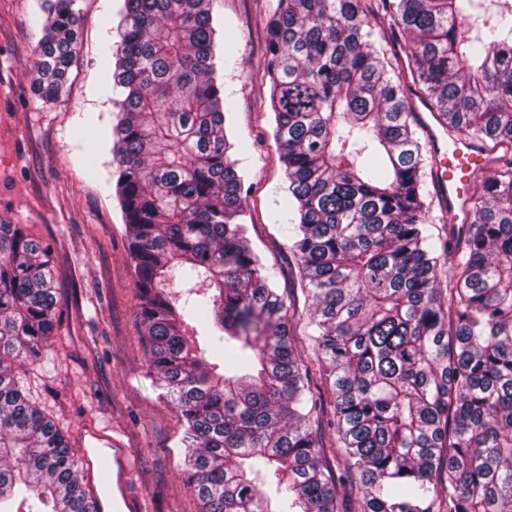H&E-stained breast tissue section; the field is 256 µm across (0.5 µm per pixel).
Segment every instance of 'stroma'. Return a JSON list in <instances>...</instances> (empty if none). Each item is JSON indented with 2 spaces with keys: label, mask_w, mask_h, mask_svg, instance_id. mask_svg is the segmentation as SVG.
I'll list each match as a JSON object with an SVG mask.
<instances>
[{
  "label": "stroma",
  "mask_w": 512,
  "mask_h": 512,
  "mask_svg": "<svg viewBox=\"0 0 512 512\" xmlns=\"http://www.w3.org/2000/svg\"><path fill=\"white\" fill-rule=\"evenodd\" d=\"M43 0H0V215L25 225L50 247L61 318L47 343L53 370L26 365L23 384L65 433L74 456L98 431L125 449L127 490L145 512H198L183 484L180 422L147 373L136 318L138 297L126 231L112 197V69L124 0H76L79 46L67 93L43 102L32 86L42 37L34 18ZM276 0H212L224 96L245 180V222L252 248L272 281L308 307L290 252L288 182L270 135L273 114L265 74L266 23Z\"/></svg>",
  "instance_id": "1"
}]
</instances>
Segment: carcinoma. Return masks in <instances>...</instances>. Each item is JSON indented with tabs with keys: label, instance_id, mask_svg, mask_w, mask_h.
<instances>
[{
	"label": "carcinoma",
	"instance_id": "cac0c4a2",
	"mask_svg": "<svg viewBox=\"0 0 512 512\" xmlns=\"http://www.w3.org/2000/svg\"><path fill=\"white\" fill-rule=\"evenodd\" d=\"M76 0H45L38 96L65 92ZM277 0L272 137L333 419L312 426L295 303L243 223L211 0H124L112 187L147 342L201 512H512V0ZM407 40L408 67L376 48ZM481 142L466 220L429 242L406 87ZM179 290H173V285ZM50 249L0 221V512H92L16 369L60 318ZM336 467H331V462Z\"/></svg>",
	"mask_w": 512,
	"mask_h": 512
}]
</instances>
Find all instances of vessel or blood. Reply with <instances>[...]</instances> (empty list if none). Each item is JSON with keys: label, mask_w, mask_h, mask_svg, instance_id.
<instances>
[{"label": "vessel or blood", "mask_w": 512, "mask_h": 512, "mask_svg": "<svg viewBox=\"0 0 512 512\" xmlns=\"http://www.w3.org/2000/svg\"><path fill=\"white\" fill-rule=\"evenodd\" d=\"M492 159L478 145L462 137L448 142V165L437 173L435 188L448 211L450 226H458L468 210L471 197V177L475 172L490 169ZM83 463L90 472H96L105 482L103 491L90 494L94 512H112L113 493H126L128 464L124 457L109 448H89Z\"/></svg>", "instance_id": "b4317fda"}]
</instances>
